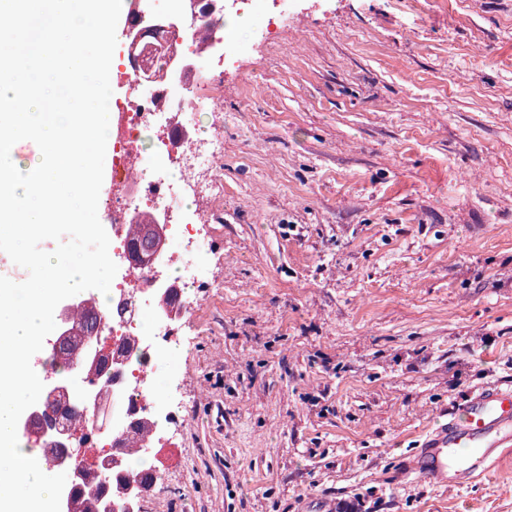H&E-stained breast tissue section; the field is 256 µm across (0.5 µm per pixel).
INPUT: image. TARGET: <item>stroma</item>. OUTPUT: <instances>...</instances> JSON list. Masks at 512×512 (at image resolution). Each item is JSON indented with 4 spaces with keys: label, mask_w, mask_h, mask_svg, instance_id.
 I'll return each mask as SVG.
<instances>
[{
    "label": "stroma",
    "mask_w": 512,
    "mask_h": 512,
    "mask_svg": "<svg viewBox=\"0 0 512 512\" xmlns=\"http://www.w3.org/2000/svg\"><path fill=\"white\" fill-rule=\"evenodd\" d=\"M223 68L224 221L143 512H512L401 474L512 388V0H291Z\"/></svg>",
    "instance_id": "1"
}]
</instances>
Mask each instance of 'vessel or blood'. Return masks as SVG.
Returning a JSON list of instances; mask_svg holds the SVG:
<instances>
[{
	"label": "vessel or blood",
	"instance_id": "obj_1",
	"mask_svg": "<svg viewBox=\"0 0 512 512\" xmlns=\"http://www.w3.org/2000/svg\"><path fill=\"white\" fill-rule=\"evenodd\" d=\"M512 448V389L489 387L449 407L402 472L439 488H459L485 475Z\"/></svg>",
	"mask_w": 512,
	"mask_h": 512
}]
</instances>
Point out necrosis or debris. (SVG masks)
<instances>
[{"mask_svg":"<svg viewBox=\"0 0 512 512\" xmlns=\"http://www.w3.org/2000/svg\"><path fill=\"white\" fill-rule=\"evenodd\" d=\"M209 14L183 16L186 36L171 39L163 31L151 30L145 18H136L137 29L145 30L149 47L136 63L127 65L125 75L135 87L134 96L115 104L117 121L111 130L116 161L112 166V188L101 208L113 228L109 254L123 255L132 230L138 224H157L162 229L158 256L168 267L179 268L187 290L182 294L180 314L194 309L198 301L188 290L197 280L200 256L195 248L200 226L211 223V191L224 184L223 150L220 138L224 115L222 94L216 89L193 85L195 67L207 63L216 50L237 55L242 48L237 37L214 36L207 28ZM159 48L165 54L163 72H155L149 55ZM214 121L210 138L198 128L200 113ZM109 301L99 295H74L63 302L66 316L56 317L58 330H67L88 307L112 313V343H129L143 357L135 367H121L101 397L111 406L113 417L136 413L143 423L188 419L186 408L172 405L167 397L152 395L146 383L165 369L167 346L157 337H170L163 292L149 278L148 266L126 271L111 284ZM153 306V327L144 332L138 314L142 305Z\"/></svg>","mask_w":512,"mask_h":512,"instance_id":"1","label":"necrosis or debris"}]
</instances>
